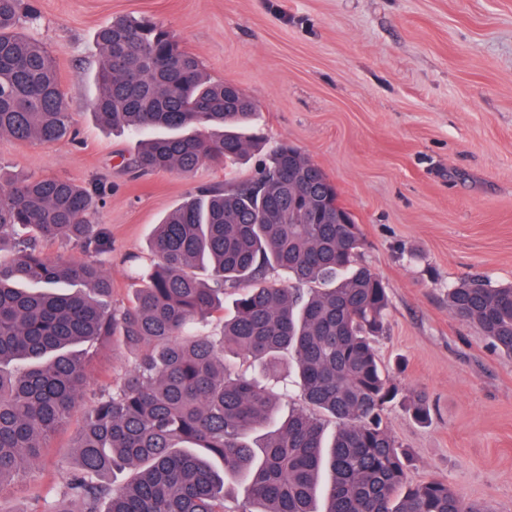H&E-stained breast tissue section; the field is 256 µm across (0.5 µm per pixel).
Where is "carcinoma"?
Returning a JSON list of instances; mask_svg holds the SVG:
<instances>
[{"label":"carcinoma","instance_id":"1","mask_svg":"<svg viewBox=\"0 0 512 512\" xmlns=\"http://www.w3.org/2000/svg\"><path fill=\"white\" fill-rule=\"evenodd\" d=\"M38 17L30 2L0 0V136L54 143L74 121L55 56L25 31ZM96 42L97 122L173 132L140 142L135 174L228 168L261 148L262 136L245 133L255 101L210 78L159 23L115 18ZM95 198L69 181L0 173V251L12 249L0 262V486L39 465L79 406L87 374L74 347L116 336L139 358L87 407L68 480L43 512H492L445 482L407 483L408 454L384 422L398 390L376 350L386 288L359 260L355 219L336 223L348 211L335 184L297 148L275 143L252 175L202 186L169 213L128 306L112 305ZM19 226L32 236L16 237ZM52 238L92 256L53 260L39 248ZM61 284L76 290L55 292ZM226 293L236 299L221 335H191L224 311ZM448 308L512 360V283L464 278ZM287 352L300 405L278 421ZM228 353L255 374L232 371ZM327 418L338 423L329 440ZM115 470L130 472L119 487L108 481ZM239 481L247 501L230 507L225 485Z\"/></svg>","mask_w":512,"mask_h":512}]
</instances>
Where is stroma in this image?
<instances>
[{"label":"stroma","mask_w":512,"mask_h":512,"mask_svg":"<svg viewBox=\"0 0 512 512\" xmlns=\"http://www.w3.org/2000/svg\"><path fill=\"white\" fill-rule=\"evenodd\" d=\"M29 35L53 50L76 141L0 137V171L95 188L112 303L129 305L152 259L155 224L220 168L135 176L138 135L90 108L97 30L120 15L162 23L216 80L258 104L255 124L336 185L359 224L361 260L389 296L376 348L399 389L385 421L410 455L407 479L448 482L512 512V361L448 309V290L482 274L512 282V0H36ZM87 394L120 385L139 352L82 345ZM425 393L429 421L405 406ZM76 409L33 478L0 487V512L55 500L73 463Z\"/></svg>","instance_id":"obj_1"}]
</instances>
